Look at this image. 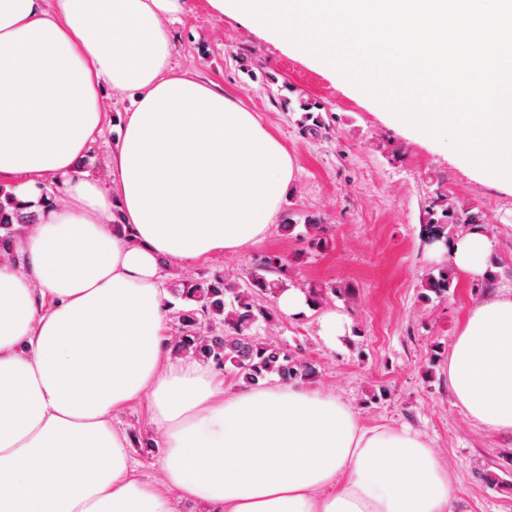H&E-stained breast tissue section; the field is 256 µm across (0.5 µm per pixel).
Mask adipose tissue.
Masks as SVG:
<instances>
[{"label":"adipose tissue","mask_w":512,"mask_h":512,"mask_svg":"<svg viewBox=\"0 0 512 512\" xmlns=\"http://www.w3.org/2000/svg\"><path fill=\"white\" fill-rule=\"evenodd\" d=\"M182 0H0V183L39 215L0 264V512H449L427 440L364 426L298 383L225 393L171 358L162 259L188 263L265 236L295 176L287 148L212 84L171 72L163 24ZM135 92L112 156L115 191L74 174L105 126L99 90ZM67 177L63 202L37 189ZM129 224L116 234L114 218ZM492 257L450 245L464 275ZM467 414L512 434V297L472 309L448 353ZM146 400L162 481L139 475L112 418Z\"/></svg>","instance_id":"adipose-tissue-1"}]
</instances>
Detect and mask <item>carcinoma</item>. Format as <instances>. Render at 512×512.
Instances as JSON below:
<instances>
[{
	"mask_svg": "<svg viewBox=\"0 0 512 512\" xmlns=\"http://www.w3.org/2000/svg\"><path fill=\"white\" fill-rule=\"evenodd\" d=\"M433 207L441 208V216L430 218L423 226L422 236L429 242L452 240L448 230L457 224H466L472 230L483 227L480 213L467 210L457 212L438 197ZM38 222L37 213L19 204L13 192L0 185V262L13 257L14 247L23 230ZM297 225L287 221L283 229L294 238L305 241L312 248L325 247L324 227L308 220L305 231H296ZM288 260L279 254H269L256 263L254 271L243 285L232 283L220 275L209 278L177 277L168 286L171 296L180 301L176 311L177 328L170 346L175 356H194L212 362L219 368L231 366L237 380L246 388H257L277 376L283 383H309L318 375L317 364L294 353L274 338H259L251 330L259 323H270L276 316L273 303L277 302L284 284L269 275L282 272ZM454 272L443 266L429 274L424 289L437 296L448 294L453 285ZM350 288L332 285L311 288L306 292L309 304L319 306L329 295H345Z\"/></svg>",
	"mask_w": 512,
	"mask_h": 512,
	"instance_id": "obj_1",
	"label": "carcinoma"
}]
</instances>
